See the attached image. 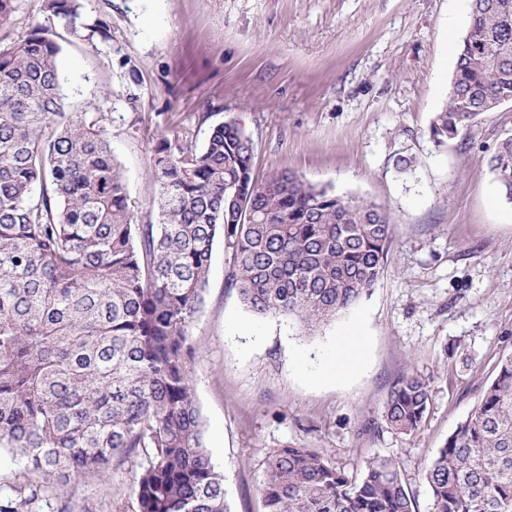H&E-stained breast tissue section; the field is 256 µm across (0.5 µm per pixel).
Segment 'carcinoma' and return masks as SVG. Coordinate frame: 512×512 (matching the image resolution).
<instances>
[{
	"instance_id": "carcinoma-1",
	"label": "carcinoma",
	"mask_w": 512,
	"mask_h": 512,
	"mask_svg": "<svg viewBox=\"0 0 512 512\" xmlns=\"http://www.w3.org/2000/svg\"><path fill=\"white\" fill-rule=\"evenodd\" d=\"M45 2L86 39L80 0ZM469 15L439 142L512 102V0H470ZM60 52L42 29L0 48V450L24 469L0 474V512H77L60 488L104 483L116 461L135 467L138 512H229L189 371L215 242L248 311L312 336L378 283L394 224L290 170L255 178L234 122L200 147L160 138L156 222L135 223L105 113L65 111ZM486 164L512 202V134ZM430 403L401 377L383 421L413 435ZM424 478L430 512H512V356ZM260 492L267 512H416L390 456L351 478L312 448H275Z\"/></svg>"
}]
</instances>
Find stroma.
<instances>
[{"instance_id": "35a3bbf8", "label": "stroma", "mask_w": 512, "mask_h": 512, "mask_svg": "<svg viewBox=\"0 0 512 512\" xmlns=\"http://www.w3.org/2000/svg\"><path fill=\"white\" fill-rule=\"evenodd\" d=\"M81 15L108 38L72 39L44 0H14L0 46L37 27L55 35L66 109L105 112L138 223L159 194V138L199 146L232 120L254 141L256 177L296 172L385 206L395 224L376 287L311 337L294 319L248 312L215 244L191 372L230 512H266V458L288 445L353 476L373 456L394 457L416 512H430L425 464L512 356V202L485 165L512 131V102L462 138L430 134L468 0H81ZM402 157L412 161L404 172ZM352 336L363 341L360 368L327 378L337 342ZM412 374L431 404L420 431L404 435L382 411L393 382ZM72 497L93 512H137L130 464Z\"/></svg>"}]
</instances>
